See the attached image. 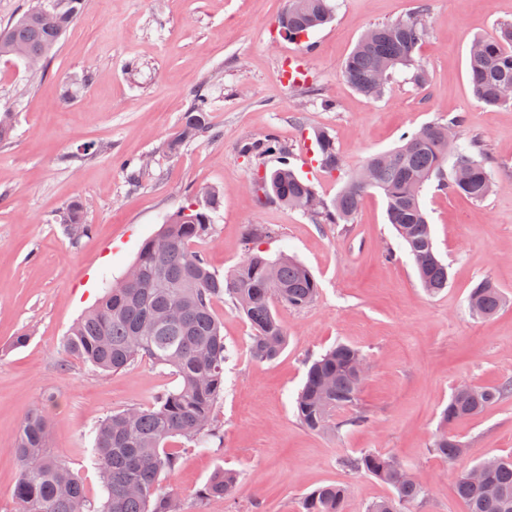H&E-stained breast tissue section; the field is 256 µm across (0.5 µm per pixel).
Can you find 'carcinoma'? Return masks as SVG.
I'll use <instances>...</instances> for the list:
<instances>
[{"label": "carcinoma", "mask_w": 512, "mask_h": 512, "mask_svg": "<svg viewBox=\"0 0 512 512\" xmlns=\"http://www.w3.org/2000/svg\"><path fill=\"white\" fill-rule=\"evenodd\" d=\"M84 0H36L20 17L0 27V58H31L41 62L51 56L68 28L80 16ZM337 5L333 0H289L279 18L280 28L292 40L330 22ZM427 33L424 10L391 24L369 28L342 65L346 82L370 98L381 97L399 67L413 70L418 86L429 82V72L415 54ZM469 80L474 96L487 106H512L501 89L512 85V23L500 26L494 39H478L469 58ZM209 102L197 95L184 113L181 129L169 144L182 143L210 133ZM464 116L440 118L405 132L401 145L387 152L390 161L370 156L363 167L372 168L373 184H361L363 171L346 180L327 206L315 186L291 167L288 150L278 140L246 143L244 155L273 157L278 166L255 182L260 200H275L294 208L312 198L307 213L329 224L348 223L364 196L374 190L386 202L387 220L407 247L420 283L437 295L448 287V265L434 248L431 225L421 207L420 196L433 179L439 186L474 201L485 199L494 188L487 158L479 140L459 145L448 142L444 129L451 126L461 136ZM318 166L327 174L340 171L344 161L335 138L324 130L315 132ZM221 194L209 187L196 207L180 210L155 237L145 241L134 265L140 283L130 288L120 282L70 329L65 353L104 372H118L136 359L148 357L173 368L179 386L158 396L153 405L112 414L93 431L91 460L98 470L104 502L98 512H180L175 494L161 486V475L176 469L178 459L164 451L172 438L197 445L215 437L214 411L224 391L226 349L221 325L211 305L226 296L251 323L254 336L251 356L272 361L284 349L287 334L273 311L274 301L304 308L318 293L317 281L299 261L283 255L274 260L250 249L246 262L233 274L222 277L209 269L205 259L190 244L211 234L213 214ZM60 222L77 234L87 231L83 204L70 203ZM469 312L477 318L496 315L505 304L500 288L484 279L470 291ZM361 351L338 344L309 366L296 398L297 417L308 429L321 431L332 424L336 409L356 404L361 383L355 380L354 364ZM512 395V381L497 385L457 387L441 412V431L433 451L448 462L465 452L463 442L451 434L453 424L480 414ZM49 423L43 411H32L22 422L11 451L17 458L20 477L15 489L18 512H89L82 481L69 467L46 452ZM353 470H363L393 488V495L375 501L367 512H404L418 501L424 489L395 457L365 450L347 460ZM471 469L456 474L457 495L468 512H512V457H500L478 481ZM239 483L232 470H220L210 478L204 498L221 501L230 497ZM348 490L327 484L308 493L303 512H345Z\"/></svg>", "instance_id": "obj_1"}]
</instances>
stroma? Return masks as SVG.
<instances>
[{
    "mask_svg": "<svg viewBox=\"0 0 512 512\" xmlns=\"http://www.w3.org/2000/svg\"><path fill=\"white\" fill-rule=\"evenodd\" d=\"M337 3L332 23L296 41L276 24L288 0H85L44 74L0 59V109L15 116L10 139L0 143V512H16L11 447L37 406L50 417V453L82 479L98 512L93 429L113 413L151 405L179 379L147 358L103 372L66 356L63 344L73 323L124 278L141 244L195 206L206 185L221 190V206L210 236L193 248L211 270L225 276L242 265L248 232L263 227L260 249L304 264L318 294L303 309L275 303L287 343L271 362L251 357L248 320L227 300L215 301L230 352L215 407L218 433L204 446L183 438L167 444L178 467L162 485L181 512H302L304 497L331 483L347 487L346 512H366L392 489L343 466L363 450L392 455L415 474L425 495L407 512H468L455 491L457 472L512 457V397L453 426L467 446L462 459L448 463L432 450L457 386L512 380V107L480 103L468 80L472 42L512 23V0ZM421 5L428 35L419 60L429 85L399 73L381 99L355 92L342 65L360 36ZM198 93L210 99L216 135L170 152ZM325 99L332 108L322 107ZM458 113L464 137L481 139L495 187L480 202L434 184L423 192L450 274L437 295L422 288L380 194H367L350 223L321 224L259 202L253 178L274 161L239 152L275 137L329 203L349 173L396 147L404 131ZM319 129L335 138L343 172L319 169ZM86 142L96 151L79 155ZM74 201L84 203L89 226L78 239L59 220ZM485 278L508 303L477 319L467 296ZM338 343L360 349L368 365L355 405L367 421L311 432L296 416V395L311 362ZM221 469L238 473V488L224 502L208 501L203 489Z\"/></svg>",
    "mask_w": 512,
    "mask_h": 512,
    "instance_id": "35a3bbf8",
    "label": "stroma"
}]
</instances>
